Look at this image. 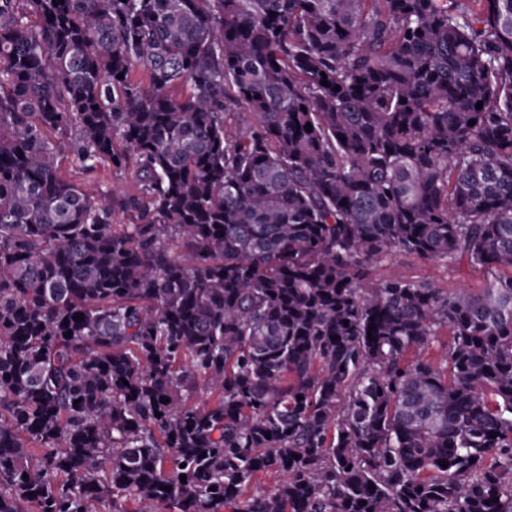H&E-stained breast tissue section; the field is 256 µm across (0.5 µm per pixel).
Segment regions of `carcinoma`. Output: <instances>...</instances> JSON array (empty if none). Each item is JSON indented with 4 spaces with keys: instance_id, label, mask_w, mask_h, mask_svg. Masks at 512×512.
Returning <instances> with one entry per match:
<instances>
[{
    "instance_id": "obj_1",
    "label": "carcinoma",
    "mask_w": 512,
    "mask_h": 512,
    "mask_svg": "<svg viewBox=\"0 0 512 512\" xmlns=\"http://www.w3.org/2000/svg\"><path fill=\"white\" fill-rule=\"evenodd\" d=\"M160 506L512 512V0H0V512ZM93 180L118 200L139 194V184L130 170L102 167ZM371 277L374 281L400 279L423 282L448 293L475 291L482 288L489 275L483 269L452 268L441 261L425 260L415 255L395 251L373 264Z\"/></svg>"
}]
</instances>
